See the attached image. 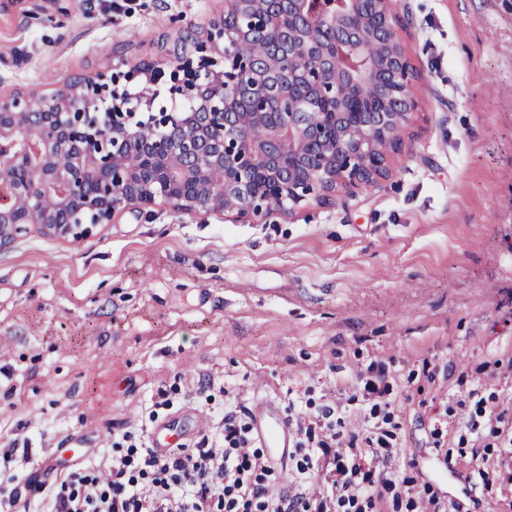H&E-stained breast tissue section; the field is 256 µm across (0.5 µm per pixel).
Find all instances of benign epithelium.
<instances>
[{
	"label": "benign epithelium",
	"mask_w": 512,
	"mask_h": 512,
	"mask_svg": "<svg viewBox=\"0 0 512 512\" xmlns=\"http://www.w3.org/2000/svg\"><path fill=\"white\" fill-rule=\"evenodd\" d=\"M209 41L224 44V69L202 77L175 54L171 90L190 105L147 122L125 108L120 83L133 73L0 96V249L23 224L81 238L158 199L259 216L386 176L419 110L392 0H224ZM253 128L264 135L251 139ZM63 152L68 170L55 163Z\"/></svg>",
	"instance_id": "obj_1"
}]
</instances>
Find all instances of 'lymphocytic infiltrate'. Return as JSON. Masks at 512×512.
<instances>
[{
	"mask_svg": "<svg viewBox=\"0 0 512 512\" xmlns=\"http://www.w3.org/2000/svg\"><path fill=\"white\" fill-rule=\"evenodd\" d=\"M359 384L385 429L344 432L333 404L296 412L288 484L276 481L272 460L255 448L251 412L230 409L223 439L205 436L166 452L132 444L103 453L99 465L62 468L44 487V512H461L389 469L401 424L390 412L386 369L369 367Z\"/></svg>",
	"mask_w": 512,
	"mask_h": 512,
	"instance_id": "lymphocytic-infiltrate-1",
	"label": "lymphocytic infiltrate"
}]
</instances>
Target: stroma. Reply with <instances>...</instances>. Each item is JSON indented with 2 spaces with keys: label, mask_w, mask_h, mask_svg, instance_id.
<instances>
[{
  "label": "stroma",
  "mask_w": 512,
  "mask_h": 512,
  "mask_svg": "<svg viewBox=\"0 0 512 512\" xmlns=\"http://www.w3.org/2000/svg\"><path fill=\"white\" fill-rule=\"evenodd\" d=\"M421 112L388 175L355 195L258 217L159 201L80 239L28 224L0 250V512L48 468L158 424L191 444L224 409L289 400L357 412L384 366L404 429L396 471L478 512L434 442L470 440L469 392H512V0H393ZM224 0H13L0 95L164 65ZM157 422H150V408Z\"/></svg>",
  "instance_id": "35a3bbf8"
}]
</instances>
